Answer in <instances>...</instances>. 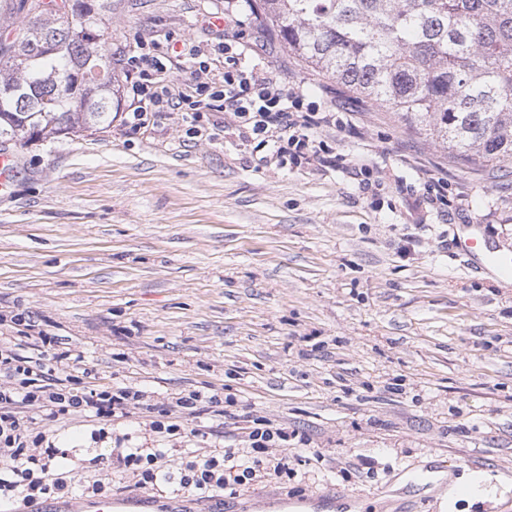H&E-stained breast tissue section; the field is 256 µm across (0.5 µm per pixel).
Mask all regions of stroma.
<instances>
[{"label": "stroma", "mask_w": 512, "mask_h": 512, "mask_svg": "<svg viewBox=\"0 0 512 512\" xmlns=\"http://www.w3.org/2000/svg\"><path fill=\"white\" fill-rule=\"evenodd\" d=\"M95 2L113 60L178 42L215 76L235 29L208 22L234 14L254 34L242 65L302 85L301 111L324 114L310 135L326 162L273 156L228 113L158 112L133 129L124 79L109 127L0 144L17 162L0 192V317L62 339L93 385L230 398L197 417L204 442L152 432L145 409L101 442L85 416L44 422L75 490L134 494L131 475L97 462L132 444L166 449L146 494L173 499L185 450L242 463L244 429L264 419L303 436L292 471L225 497L224 512H315L331 487L344 498L330 512H512V283L453 248L476 224L512 256V163L451 161L306 70L255 0ZM454 470L485 474L493 499L442 506Z\"/></svg>", "instance_id": "35a3bbf8"}]
</instances>
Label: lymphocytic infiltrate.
<instances>
[{"label": "lymphocytic infiltrate", "mask_w": 512, "mask_h": 512, "mask_svg": "<svg viewBox=\"0 0 512 512\" xmlns=\"http://www.w3.org/2000/svg\"><path fill=\"white\" fill-rule=\"evenodd\" d=\"M183 56L197 60L192 85H175L167 67L155 59L131 56L127 59L129 115L137 127H147L152 112L188 109L192 112L222 111L260 135L262 145H274L276 153H288L292 162H317L321 155L308 134L312 116L290 111L288 102L296 91L281 87L271 74L241 66L237 56L224 59L220 86L207 82L209 66L198 60L195 49H183ZM42 350L38 357L21 356L11 343H0V455L10 459L0 470V496L16 494L27 502L64 498L70 493L65 477L58 473V460L64 452L49 441L45 432L32 426V413H43L47 420L83 414L98 422L111 423L130 418L135 410L148 406L145 391L132 387L91 388L72 386L60 379L72 353L60 349L56 337L39 334ZM216 393L188 390L177 393L156 408L150 427L169 435L200 437L190 417L203 406L220 403ZM247 438L255 455L237 470L225 469L223 460L210 456L185 458L179 467V487L205 498L210 494L234 490L259 478L288 472L287 446L291 436L284 427L253 420ZM165 453L160 448L131 447L120 451L113 467L131 472L137 488L156 485Z\"/></svg>", "instance_id": "obj_1"}]
</instances>
